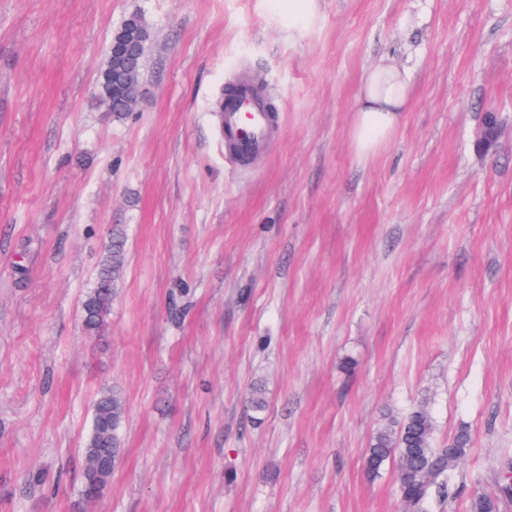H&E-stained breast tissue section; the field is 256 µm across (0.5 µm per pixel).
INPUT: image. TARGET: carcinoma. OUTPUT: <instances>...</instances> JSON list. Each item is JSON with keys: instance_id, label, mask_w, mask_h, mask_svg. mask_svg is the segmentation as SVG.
<instances>
[{"instance_id": "obj_1", "label": "carcinoma", "mask_w": 512, "mask_h": 512, "mask_svg": "<svg viewBox=\"0 0 512 512\" xmlns=\"http://www.w3.org/2000/svg\"><path fill=\"white\" fill-rule=\"evenodd\" d=\"M145 47H140L133 62L121 55H110L101 73L111 87L100 94V100L112 117L118 120L128 115L127 103L136 95V85L142 81ZM125 264V234L122 225L112 227V239L102 257L95 283L83 301V326L90 335H98L104 326V317L118 286ZM124 406L119 396L101 394L95 402L84 453H93L107 463L99 473L84 472L83 486H88L101 475H112L119 458L120 428ZM467 438L459 436L446 448L434 446V424L428 411L417 408L402 422L382 428L367 448V468L372 474L379 471L393 454L399 460L400 496L407 499L410 512H432L433 504L450 488L449 475L465 453Z\"/></svg>"}]
</instances>
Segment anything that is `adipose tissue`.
Instances as JSON below:
<instances>
[{
    "mask_svg": "<svg viewBox=\"0 0 512 512\" xmlns=\"http://www.w3.org/2000/svg\"><path fill=\"white\" fill-rule=\"evenodd\" d=\"M410 98L409 77L390 58H380L364 73L352 130V143L358 154L374 153L388 140Z\"/></svg>",
    "mask_w": 512,
    "mask_h": 512,
    "instance_id": "ef3b65f1",
    "label": "adipose tissue"
}]
</instances>
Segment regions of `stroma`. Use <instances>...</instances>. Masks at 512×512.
Segmentation results:
<instances>
[{"instance_id":"35a3bbf8","label":"stroma","mask_w":512,"mask_h":512,"mask_svg":"<svg viewBox=\"0 0 512 512\" xmlns=\"http://www.w3.org/2000/svg\"><path fill=\"white\" fill-rule=\"evenodd\" d=\"M133 14L144 93L118 121L97 85ZM383 55L412 101L361 157ZM245 73L279 131L238 166L213 105ZM106 391L121 455L89 502ZM418 406L437 447L469 438L433 512H512V0H317L293 27L287 0H0V512H407L365 449ZM125 264V234L121 224L113 225L112 239L102 257L95 283L83 301V326L90 335H98L104 326V317L118 286ZM124 416L122 400L115 393H103L95 402L88 437L85 441L84 455L93 453L99 456L107 468L103 471L85 470L82 494L94 480L111 477L119 458L121 439L120 428Z\"/></svg>"}]
</instances>
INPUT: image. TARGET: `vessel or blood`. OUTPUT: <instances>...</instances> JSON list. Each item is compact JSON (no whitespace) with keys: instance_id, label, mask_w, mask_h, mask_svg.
<instances>
[{"instance_id":"obj_1","label":"vessel or blood","mask_w":512,"mask_h":512,"mask_svg":"<svg viewBox=\"0 0 512 512\" xmlns=\"http://www.w3.org/2000/svg\"><path fill=\"white\" fill-rule=\"evenodd\" d=\"M219 124L227 147L241 162L265 153L278 129L267 97L246 83L225 98Z\"/></svg>"}]
</instances>
